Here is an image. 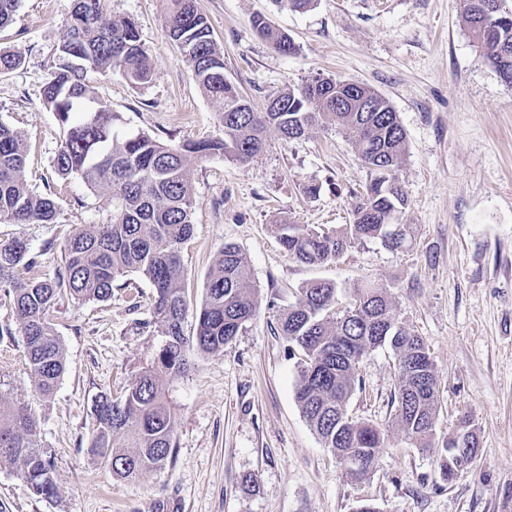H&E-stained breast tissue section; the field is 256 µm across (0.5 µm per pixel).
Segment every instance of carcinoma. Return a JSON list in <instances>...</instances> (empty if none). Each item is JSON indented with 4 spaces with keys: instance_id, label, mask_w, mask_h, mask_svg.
Here are the masks:
<instances>
[{
    "instance_id": "cac0c4a2",
    "label": "carcinoma",
    "mask_w": 512,
    "mask_h": 512,
    "mask_svg": "<svg viewBox=\"0 0 512 512\" xmlns=\"http://www.w3.org/2000/svg\"><path fill=\"white\" fill-rule=\"evenodd\" d=\"M102 0H74L72 21L43 89L47 109L55 112L60 143L54 166L63 177L79 176L112 201L107 224H85L64 245V270L55 277L18 281L16 273L28 254L21 240L0 243V288L12 291L14 312L24 336L28 365L39 391L50 395L65 369L64 352L51 313L65 293L82 301L112 297L117 276L134 272L155 290L153 313L166 336L152 367L123 395L98 397L96 428L88 453L120 479L165 466L173 454L174 412L160 387L159 373L177 374L186 351L212 352L231 342L255 314L256 289L241 250L226 244L205 285V299L192 336L183 332L186 288L182 247L193 231V189L187 169L194 160L222 155L248 164L266 146L274 129L288 140L315 129L353 133L352 144L370 170L371 180L355 209L357 219L335 233L301 224H277L283 248L298 261L319 265L338 258L354 240L380 238L402 246L409 225L390 221L407 199L394 173L407 151L406 132L386 98L359 83L312 78L270 97L265 111L248 107L238 87L224 76V52L196 6V0H172L166 32L183 51L203 91L221 104L224 137L173 147L144 133H128L120 116L102 106L89 85L90 72H115L134 85L151 77V64L136 23L129 18L104 22ZM464 21L482 60L512 88V7L480 15L466 0ZM259 35L284 54L294 51L290 37L263 17L253 21ZM368 101L372 112H363ZM81 119L73 121L75 113ZM26 145L22 136L0 123V223L53 224L57 207L48 194L31 189L24 178ZM282 335L302 352L295 398L310 428L324 447L344 461L360 458L362 477L376 464L384 437L377 428L349 418L347 402L354 391L357 365L364 354L389 344L399 370L396 422L419 448H431L438 412L437 375L423 340L400 325L384 288L355 290L350 306L336 310V286L312 281L280 317ZM121 436L125 446L114 445ZM477 453L470 422L462 420L440 454L444 481L456 477L448 467L452 455ZM0 458L12 462L32 491L52 497L57 487L53 464L37 443V421L25 406L0 410Z\"/></svg>"
}]
</instances>
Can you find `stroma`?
<instances>
[{
	"instance_id": "stroma-1",
	"label": "stroma",
	"mask_w": 512,
	"mask_h": 512,
	"mask_svg": "<svg viewBox=\"0 0 512 512\" xmlns=\"http://www.w3.org/2000/svg\"><path fill=\"white\" fill-rule=\"evenodd\" d=\"M196 3L224 52L225 76L255 111L314 77L353 80L389 101L407 135L395 174L407 204L393 221L409 225L411 236L396 249L354 241L322 266L300 263L279 243L280 222L327 231L353 222L371 174L349 132L317 129L289 141L271 131L249 165L221 155L193 162L184 332H193L225 244L246 257L259 304L224 349L188 351L185 371L162 375L176 412L173 459L130 481L88 447L98 396L120 395L165 341L151 284L126 273L110 300L59 299L53 323L66 369L47 397L0 288V407L21 401L31 409L57 482L53 498L38 496L14 464L0 461V512H512V89L481 60L463 20L465 0H315L304 12L275 0ZM72 8L73 0H20L13 22L0 28V52L21 59L0 74V122L25 139V177L59 212L54 224H0V242L25 241L39 277L61 267L76 227L108 223L112 213L106 196L79 177H60L53 163L60 126L43 87ZM170 8L171 0H103L105 20L136 22L152 76L142 86L112 72L88 80L127 130L172 146L223 137L220 103L166 36ZM258 13L288 33L296 53L281 54L257 35ZM310 185L317 195L305 194ZM50 240L53 250L44 251ZM313 280L334 283L342 308L358 286L387 289L398 321L422 338L439 382L431 450L395 422L397 357L387 345L362 358L347 402L352 420L383 433L375 468L353 479L310 429L295 400L301 354L290 350L278 318ZM463 418L478 457L446 482L440 453Z\"/></svg>"
}]
</instances>
